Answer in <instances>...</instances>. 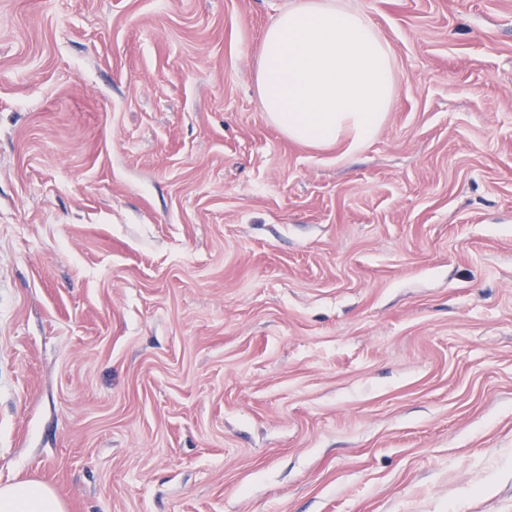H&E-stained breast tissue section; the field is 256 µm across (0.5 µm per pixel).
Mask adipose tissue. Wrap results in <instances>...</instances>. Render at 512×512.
<instances>
[{"instance_id": "adipose-tissue-1", "label": "adipose tissue", "mask_w": 512, "mask_h": 512, "mask_svg": "<svg viewBox=\"0 0 512 512\" xmlns=\"http://www.w3.org/2000/svg\"><path fill=\"white\" fill-rule=\"evenodd\" d=\"M256 89L268 120L289 140L350 156L378 136L398 75L390 45L343 0H295L267 26ZM0 512H65L49 485H0Z\"/></svg>"}]
</instances>
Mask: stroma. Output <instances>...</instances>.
<instances>
[{
	"instance_id": "1",
	"label": "stroma",
	"mask_w": 512,
	"mask_h": 512,
	"mask_svg": "<svg viewBox=\"0 0 512 512\" xmlns=\"http://www.w3.org/2000/svg\"><path fill=\"white\" fill-rule=\"evenodd\" d=\"M293 0H0V483L66 512H512V0H344L342 160L255 87Z\"/></svg>"
}]
</instances>
